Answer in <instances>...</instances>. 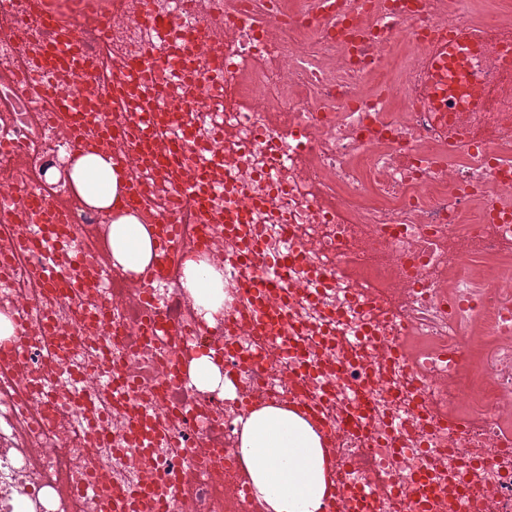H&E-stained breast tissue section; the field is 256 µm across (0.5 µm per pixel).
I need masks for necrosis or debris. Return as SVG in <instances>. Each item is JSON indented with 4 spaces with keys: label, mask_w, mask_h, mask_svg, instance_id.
<instances>
[{
    "label": "necrosis or debris",
    "mask_w": 512,
    "mask_h": 512,
    "mask_svg": "<svg viewBox=\"0 0 512 512\" xmlns=\"http://www.w3.org/2000/svg\"><path fill=\"white\" fill-rule=\"evenodd\" d=\"M33 5L0 0V316L18 347L0 356V512H103L143 484L166 491L169 512H264L235 422L301 402L338 430L336 463L361 460L345 477L373 487L370 512H412L423 476L435 512H512V0L479 16L463 0H323L317 23L311 0H153L151 22L126 0H49L60 28ZM207 24L212 61L194 49ZM65 27L92 68L42 61ZM471 28L460 109L439 116L424 100L425 40ZM149 51L145 103L176 114L156 137L184 148L171 167L194 161L224 182L178 222L182 255L223 274L211 324L180 262L115 274L106 214L48 177L86 145L50 88L112 116L115 68ZM127 175L145 188L141 222L163 221L172 181L147 164ZM229 207L256 226L265 259H301L288 268L297 356L249 327L262 313L224 259ZM53 216L71 288L36 274ZM151 311L184 330L181 343L148 335ZM208 352L235 374L234 397L191 385V358ZM105 355L128 392L103 389ZM306 363L319 374L301 375ZM141 414L147 450L131 427ZM90 478L95 491L77 494Z\"/></svg>",
    "instance_id": "obj_1"
}]
</instances>
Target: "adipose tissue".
Masks as SVG:
<instances>
[{"instance_id": "ef3b65f1", "label": "adipose tissue", "mask_w": 512, "mask_h": 512, "mask_svg": "<svg viewBox=\"0 0 512 512\" xmlns=\"http://www.w3.org/2000/svg\"><path fill=\"white\" fill-rule=\"evenodd\" d=\"M68 177L87 204L113 215L112 266L124 274L143 271L154 258L152 235L137 216L116 213L122 177L111 158L74 153ZM180 286L206 320L223 313L224 282L213 267L186 260ZM237 433L241 460L265 512H321L331 465L307 420L292 409L268 405L239 420Z\"/></svg>"}]
</instances>
